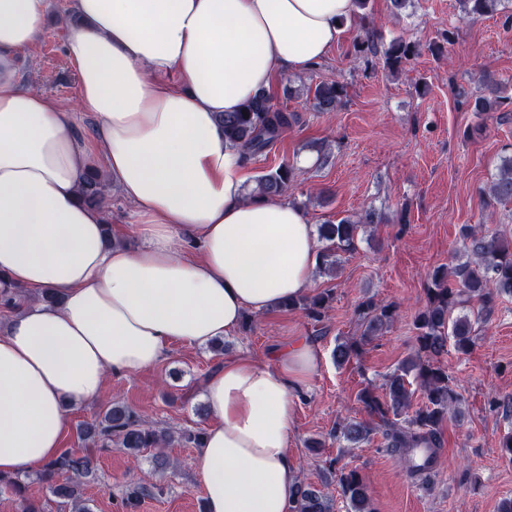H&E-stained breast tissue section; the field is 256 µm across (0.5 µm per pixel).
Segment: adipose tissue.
Listing matches in <instances>:
<instances>
[{"mask_svg":"<svg viewBox=\"0 0 512 512\" xmlns=\"http://www.w3.org/2000/svg\"><path fill=\"white\" fill-rule=\"evenodd\" d=\"M47 0H0V293L54 292L0 329V474L57 457L67 406L107 373L157 365L179 343L234 335L245 314L301 296L317 231L284 200L250 197L220 116L281 73L307 71L338 42L355 0H76L66 43L91 137L73 112L23 86L21 51ZM100 171L131 203L139 247L107 243L83 203ZM197 248L193 257L177 247ZM320 364L307 340L274 364L225 360L204 398L214 421L197 456L206 512H290L299 466L291 405Z\"/></svg>","mask_w":512,"mask_h":512,"instance_id":"obj_1","label":"adipose tissue"}]
</instances>
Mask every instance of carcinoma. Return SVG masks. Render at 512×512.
Listing matches in <instances>:
<instances>
[{
  "instance_id": "obj_1",
  "label": "carcinoma",
  "mask_w": 512,
  "mask_h": 512,
  "mask_svg": "<svg viewBox=\"0 0 512 512\" xmlns=\"http://www.w3.org/2000/svg\"><path fill=\"white\" fill-rule=\"evenodd\" d=\"M460 11L467 16L494 15L501 11L505 0H458ZM355 51L365 55H381L390 72L416 54L415 44L395 37L388 43L377 41L371 31H365L355 43ZM304 96L315 112H334L343 104L345 86L335 81H320L297 88L288 86V96ZM508 98L501 95L500 82L491 73L482 76L480 88L466 99L474 112H498ZM249 118H244V115ZM296 116L275 107L269 94L260 92L242 110L226 112L220 117L224 139L240 149L243 159L265 152L292 126ZM297 170L281 164L256 178L255 193L270 199L282 196L297 180ZM107 179L100 172L90 173L80 188L83 202L101 207L106 198ZM487 200L512 202V156L504 158L484 192ZM381 223V216L367 209L351 218H340L334 223L319 226V236L327 242L321 255L320 269L335 275L340 254L357 251L361 241L360 230ZM461 252L452 266L435 268L427 279L426 303L413 320L416 330L415 356L404 361L385 383L378 394L364 389L358 398L367 413L379 420L387 447L398 456L410 478L417 480L433 467L443 447L442 424L449 416L460 421L464 411L452 379L441 366L439 358L448 350V339H453L456 351L468 352L473 343L474 321L487 319L496 302L503 296H512V242L502 234L483 230L473 225L460 229ZM333 301L331 291L312 297L291 299L283 304L288 310L300 309L316 321L321 320ZM477 304L476 313H460L467 304ZM358 338L336 345L334 358L343 365L359 355L364 344L386 332L399 317L396 305L377 304L368 299L355 309ZM413 379H408V376ZM422 392V404L410 410L412 384ZM373 432L368 422L343 418L336 423L331 436L338 441L358 444ZM81 448H66L48 462L39 473V480L49 492L72 512H92L82 499L83 480L95 474L96 454L106 448L118 447L131 456L139 457L147 448H167L173 444L203 446L205 432L180 430L173 432L146 422L131 406L113 401L90 422L76 429ZM338 483L349 499L352 512H375L367 487L360 472L349 466L337 469ZM157 486L150 482L128 485L124 506L135 512L140 503L154 494ZM291 512H333L331 499L308 484L298 483Z\"/></svg>"
}]
</instances>
